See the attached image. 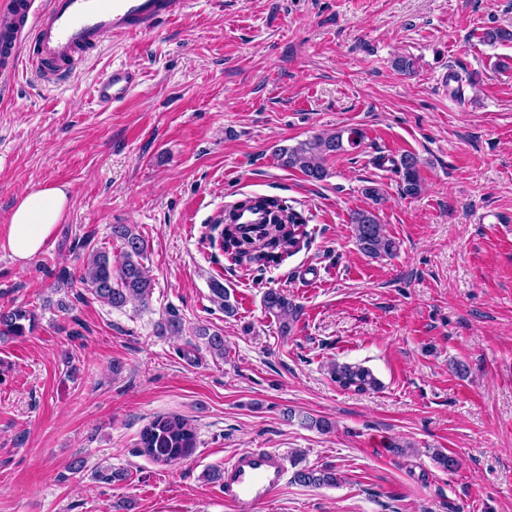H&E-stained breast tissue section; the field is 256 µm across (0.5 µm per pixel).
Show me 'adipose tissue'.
<instances>
[{"label": "adipose tissue", "instance_id": "1", "mask_svg": "<svg viewBox=\"0 0 512 512\" xmlns=\"http://www.w3.org/2000/svg\"><path fill=\"white\" fill-rule=\"evenodd\" d=\"M71 201L66 186H47L20 195L11 211L5 250L19 266L40 254Z\"/></svg>", "mask_w": 512, "mask_h": 512}]
</instances>
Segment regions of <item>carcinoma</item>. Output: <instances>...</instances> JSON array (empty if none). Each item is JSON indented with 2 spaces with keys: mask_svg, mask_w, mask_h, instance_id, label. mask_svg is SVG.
<instances>
[{
  "mask_svg": "<svg viewBox=\"0 0 512 512\" xmlns=\"http://www.w3.org/2000/svg\"><path fill=\"white\" fill-rule=\"evenodd\" d=\"M362 136L351 128L331 134L316 135L298 143L294 147H276L274 154L281 165L297 169L308 179L321 181L327 177V158L337 153L360 146ZM400 174V191L407 197H414L421 190V178L418 161L415 157H402L398 168ZM298 216L288 213V219H274L271 226L260 231L254 237V260L268 262V251L293 248L295 236L288 235L290 224H297ZM359 249L370 257L391 256L397 245L385 234L383 225L379 224L375 214L368 210H359L350 217ZM112 239L120 242L117 259L112 253L101 248L91 251L83 263L78 278L73 275L65 277L68 285L79 283L88 294L96 300L113 308L120 309L129 302L148 305L152 295L153 283L148 277L143 260L147 245L145 239L136 232L131 224L112 225ZM213 302L219 305L224 314L231 316L236 307L230 301V295L224 284L211 282ZM264 306L280 321L282 330L287 332L299 315L298 307L279 290L270 289L264 295ZM34 322L33 312L22 306L0 310V339L20 337L25 333L24 322ZM205 340L207 348L214 354L224 356V336L218 331L211 332L205 328L197 332ZM329 373L338 386L354 392H368L378 387V381L367 368L347 363H334ZM141 452L154 461L168 463L191 455L196 448L195 428L185 419L176 416L156 417L140 435ZM293 481L315 488L333 487L339 483L336 469L332 467H303L293 473Z\"/></svg>",
  "mask_w": 512,
  "mask_h": 512,
  "instance_id": "obj_1",
  "label": "carcinoma"
}]
</instances>
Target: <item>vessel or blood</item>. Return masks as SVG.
Masks as SVG:
<instances>
[{
  "instance_id": "b4317fda",
  "label": "vessel or blood",
  "mask_w": 512,
  "mask_h": 512,
  "mask_svg": "<svg viewBox=\"0 0 512 512\" xmlns=\"http://www.w3.org/2000/svg\"><path fill=\"white\" fill-rule=\"evenodd\" d=\"M193 0H11L0 22V73L19 68L58 83L76 71L105 37L155 34L160 25L186 16ZM139 83L136 72L113 68L94 86L98 102L126 101ZM284 453L245 451L224 467L219 485L233 512H258L283 486Z\"/></svg>"
}]
</instances>
